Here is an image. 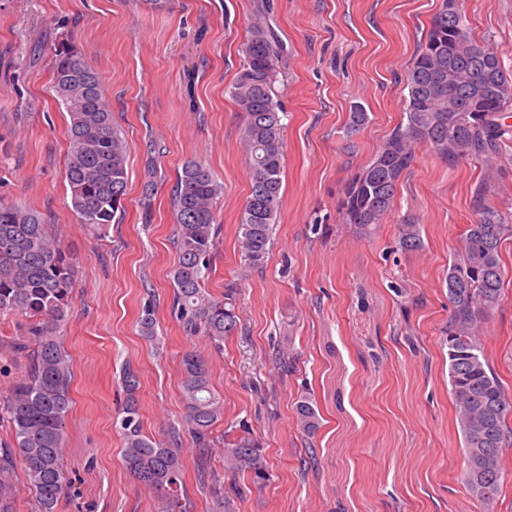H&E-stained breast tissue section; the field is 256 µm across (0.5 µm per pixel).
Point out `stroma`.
<instances>
[{"instance_id":"35a3bbf8","label":"stroma","mask_w":512,"mask_h":512,"mask_svg":"<svg viewBox=\"0 0 512 512\" xmlns=\"http://www.w3.org/2000/svg\"><path fill=\"white\" fill-rule=\"evenodd\" d=\"M256 0H0V202L38 211L75 262L71 311L61 327L72 363L65 468L77 488L57 512H159L156 493L126 470L116 426L125 367L137 371L143 430L177 443L186 512H215L224 482L214 450L199 465L184 422L180 363H209L224 416L215 435L249 429L267 480L239 481L235 512H483L463 479V441L448 385L445 274L475 218L474 190L512 223V109L494 166H451L428 148L401 179L394 207L369 237L344 224L347 184L401 121L404 76L441 0H271L266 21L285 52L274 94L288 114L283 199L262 268L240 255L239 218L251 170L242 112L228 89ZM473 36L512 75V0H463ZM69 37L101 77L130 146L127 194L112 224L78 223L65 178L68 115L53 89L52 50ZM362 106L369 121L350 132ZM155 167L147 169L146 156ZM207 162L223 192L210 293L239 288L240 326L223 352L187 331L172 309L177 259L171 196L183 164ZM155 179L151 221L141 189ZM417 220L424 247L397 246V226ZM500 253L504 297L483 326L491 368L512 393V234ZM152 305L157 339L139 334ZM27 318L0 316V397L25 372L10 348ZM290 355L287 368L277 352ZM321 427L296 425L302 396Z\"/></svg>"}]
</instances>
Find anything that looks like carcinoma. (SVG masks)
Masks as SVG:
<instances>
[{"label": "carcinoma", "mask_w": 512, "mask_h": 512, "mask_svg": "<svg viewBox=\"0 0 512 512\" xmlns=\"http://www.w3.org/2000/svg\"><path fill=\"white\" fill-rule=\"evenodd\" d=\"M256 10L241 52L244 64L229 88L245 116L241 140L251 170V189L242 209L240 251L250 268L264 265L282 204L285 112L274 99L282 45ZM53 88L68 116L66 179L79 223H112L127 193L129 145L112 116L99 75L68 39L54 45ZM403 120L374 157L348 184L341 203L344 223L367 235L392 210L397 185L426 146L444 163L466 159L491 163L507 132L503 112L512 105V79L499 56L474 38L462 13H448V0L434 18L406 72ZM222 185L205 163L186 162L171 207L176 224L173 309L189 329L220 350L237 329L236 288L224 298L210 295L204 282L214 252L215 204ZM487 183L475 189L476 217L467 225L459 252L448 265L446 283L452 314L446 329L448 384L463 441L464 478L485 512H494L502 476L503 449L512 443V395L491 368L480 339L485 321L501 305L503 270L500 244L512 224L486 203ZM398 245L423 247L421 226L408 218L398 224ZM73 257L51 236L34 210L0 203V314L32 318L26 334L12 343L25 354L26 374L12 385L0 409L13 439L0 444V512H17L15 474L22 460L37 512H57L68 489L64 471L65 421L71 410L72 364L59 335L74 288ZM140 335L156 339L154 309L139 319ZM126 394L119 428L124 463L138 482L164 496L162 512L180 510L183 461L179 449L150 439L143 423L134 371L123 373ZM181 398L187 429L204 461L223 401L212 388L207 361L195 351L182 356ZM298 428L308 439L319 429L313 402L295 407ZM224 475L267 478L262 448L249 432L224 435Z\"/></svg>", "instance_id": "carcinoma-1"}]
</instances>
